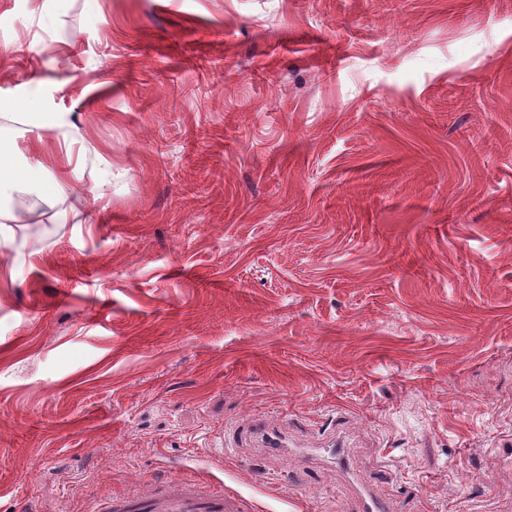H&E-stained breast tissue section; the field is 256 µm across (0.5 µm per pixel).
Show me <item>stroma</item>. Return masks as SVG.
<instances>
[{
    "label": "stroma",
    "instance_id": "stroma-1",
    "mask_svg": "<svg viewBox=\"0 0 512 512\" xmlns=\"http://www.w3.org/2000/svg\"><path fill=\"white\" fill-rule=\"evenodd\" d=\"M0 512H512V0H0ZM288 428L292 452L224 430ZM39 143L45 155L54 159L52 168L42 164L18 167L10 156L0 152V199L14 200L23 198L31 189L49 183L54 192L46 196L47 203H52L56 194L65 193L71 200L72 210L83 209L88 204L90 196L99 195L98 187L87 189L82 185L71 182L73 160L70 152H58L51 144H44L40 135ZM343 448L339 441L332 439L325 442L323 448H309V450L304 452L302 458L311 463L316 457H327L331 461H336V464H339L343 470L347 471L349 467L345 461ZM347 475L355 488L351 510L355 512H389V506L383 499L377 497L368 486L359 483L355 476L348 472ZM150 512H245L244 497L239 492L209 493L175 476L168 489L150 496Z\"/></svg>",
    "mask_w": 512,
    "mask_h": 512
}]
</instances>
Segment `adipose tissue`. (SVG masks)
<instances>
[{
	"label": "adipose tissue",
	"mask_w": 512,
	"mask_h": 512,
	"mask_svg": "<svg viewBox=\"0 0 512 512\" xmlns=\"http://www.w3.org/2000/svg\"><path fill=\"white\" fill-rule=\"evenodd\" d=\"M45 155L53 158V167L41 164L17 166L5 153L0 152V199L14 200L25 197L31 189L50 184L55 193L68 195L71 209L84 208L89 197L97 196V189H88L72 183L73 160L71 154L58 152L52 145H43Z\"/></svg>",
	"instance_id": "adipose-tissue-1"
}]
</instances>
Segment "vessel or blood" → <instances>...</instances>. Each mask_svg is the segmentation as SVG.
<instances>
[{"mask_svg":"<svg viewBox=\"0 0 512 512\" xmlns=\"http://www.w3.org/2000/svg\"><path fill=\"white\" fill-rule=\"evenodd\" d=\"M319 456L340 465L345 462L342 444L333 439L325 442L323 447L309 449L303 454L308 462ZM149 504L153 512H245L240 493H209L178 477L169 481L164 493L151 496ZM353 509L354 512H389L388 504L361 483L354 489Z\"/></svg>","mask_w":512,"mask_h":512,"instance_id":"obj_1","label":"vessel or blood"}]
</instances>
